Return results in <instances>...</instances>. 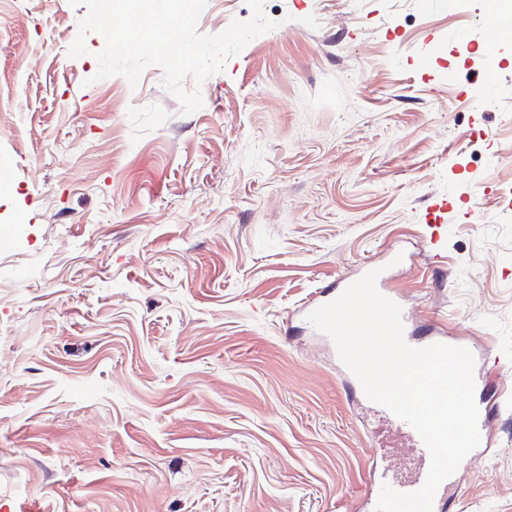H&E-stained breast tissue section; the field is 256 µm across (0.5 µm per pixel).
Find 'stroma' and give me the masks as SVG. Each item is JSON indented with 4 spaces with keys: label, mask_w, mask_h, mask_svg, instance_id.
Segmentation results:
<instances>
[{
    "label": "stroma",
    "mask_w": 512,
    "mask_h": 512,
    "mask_svg": "<svg viewBox=\"0 0 512 512\" xmlns=\"http://www.w3.org/2000/svg\"><path fill=\"white\" fill-rule=\"evenodd\" d=\"M472 3L264 0L184 115L70 56L84 5L0 0V512H367L407 441L301 309L393 251L496 404L453 512H512V36Z\"/></svg>",
    "instance_id": "stroma-1"
}]
</instances>
